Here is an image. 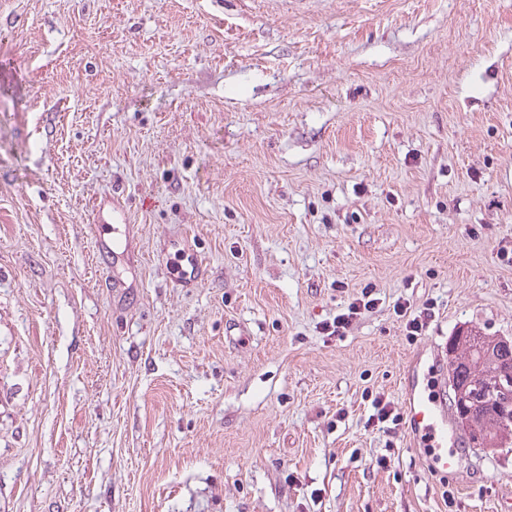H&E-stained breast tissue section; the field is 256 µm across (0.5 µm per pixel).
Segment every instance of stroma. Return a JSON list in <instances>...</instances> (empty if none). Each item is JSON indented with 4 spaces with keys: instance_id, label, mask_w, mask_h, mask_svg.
Here are the masks:
<instances>
[{
    "instance_id": "35a3bbf8",
    "label": "stroma",
    "mask_w": 512,
    "mask_h": 512,
    "mask_svg": "<svg viewBox=\"0 0 512 512\" xmlns=\"http://www.w3.org/2000/svg\"><path fill=\"white\" fill-rule=\"evenodd\" d=\"M503 251L512 0H0V512H499L372 400L512 341ZM370 291L362 290L361 298H355L347 306L346 312L336 315L333 321L331 334L336 333L338 335L342 329H345L350 322L362 314V310H368L374 306L375 299H369Z\"/></svg>"
}]
</instances>
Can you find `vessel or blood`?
<instances>
[{
	"instance_id": "vessel-or-blood-1",
	"label": "vessel or blood",
	"mask_w": 512,
	"mask_h": 512,
	"mask_svg": "<svg viewBox=\"0 0 512 512\" xmlns=\"http://www.w3.org/2000/svg\"><path fill=\"white\" fill-rule=\"evenodd\" d=\"M406 426L432 448L435 473H455L457 462L448 450L458 447L461 438L448 417L447 406L425 388L414 387L406 403Z\"/></svg>"
}]
</instances>
